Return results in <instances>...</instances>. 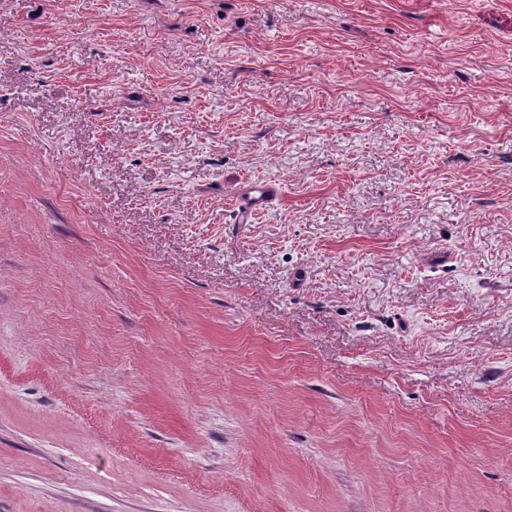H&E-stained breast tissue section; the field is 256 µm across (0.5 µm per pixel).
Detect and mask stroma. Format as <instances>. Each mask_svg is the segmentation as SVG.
Instances as JSON below:
<instances>
[{
  "mask_svg": "<svg viewBox=\"0 0 512 512\" xmlns=\"http://www.w3.org/2000/svg\"><path fill=\"white\" fill-rule=\"evenodd\" d=\"M448 494L512 512V0H0V512ZM276 189L269 184H250L239 199L241 216L250 215L263 210L276 197Z\"/></svg>",
  "mask_w": 512,
  "mask_h": 512,
  "instance_id": "1",
  "label": "stroma"
}]
</instances>
